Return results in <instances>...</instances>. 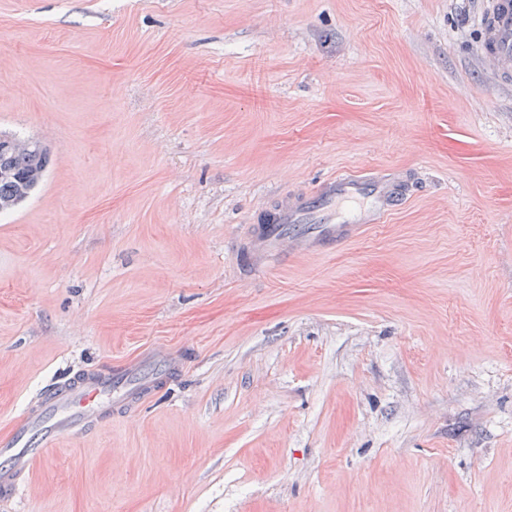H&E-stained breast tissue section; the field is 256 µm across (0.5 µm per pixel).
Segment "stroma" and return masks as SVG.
Returning a JSON list of instances; mask_svg holds the SVG:
<instances>
[{"label":"stroma","instance_id":"obj_1","mask_svg":"<svg viewBox=\"0 0 512 512\" xmlns=\"http://www.w3.org/2000/svg\"><path fill=\"white\" fill-rule=\"evenodd\" d=\"M487 0H0V439L48 386L178 356L0 512H512V85ZM347 168L387 223L250 264ZM480 25L481 53L495 64L501 80L512 82V1L490 0ZM0 137L10 140L7 149L0 148V212L17 206L20 188L26 183L28 197L43 181L49 165V154L38 142L15 135ZM27 197V198H28ZM26 198V199H27Z\"/></svg>","mask_w":512,"mask_h":512}]
</instances>
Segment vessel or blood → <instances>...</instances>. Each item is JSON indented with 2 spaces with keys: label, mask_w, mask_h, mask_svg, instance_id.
Wrapping results in <instances>:
<instances>
[{
  "label": "vessel or blood",
  "mask_w": 512,
  "mask_h": 512,
  "mask_svg": "<svg viewBox=\"0 0 512 512\" xmlns=\"http://www.w3.org/2000/svg\"><path fill=\"white\" fill-rule=\"evenodd\" d=\"M480 25L483 56L495 64L501 80L512 82V0H490ZM409 192L403 176L352 172L336 174L310 193L282 195L254 229L249 258L269 260L290 249L319 254L324 247L354 240L383 223ZM294 224H311L315 230L295 234L290 230ZM160 382L158 374L124 365L86 370L47 390L24 411L13 434L0 440V496L16 494L51 442L131 411Z\"/></svg>",
  "instance_id": "obj_1"
}]
</instances>
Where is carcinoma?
Instances as JSON below:
<instances>
[{"label": "carcinoma", "instance_id": "cac0c4a2", "mask_svg": "<svg viewBox=\"0 0 512 512\" xmlns=\"http://www.w3.org/2000/svg\"><path fill=\"white\" fill-rule=\"evenodd\" d=\"M12 145L0 148V212L18 205L20 188L35 190L43 181L49 154L38 142L11 136Z\"/></svg>", "mask_w": 512, "mask_h": 512}]
</instances>
